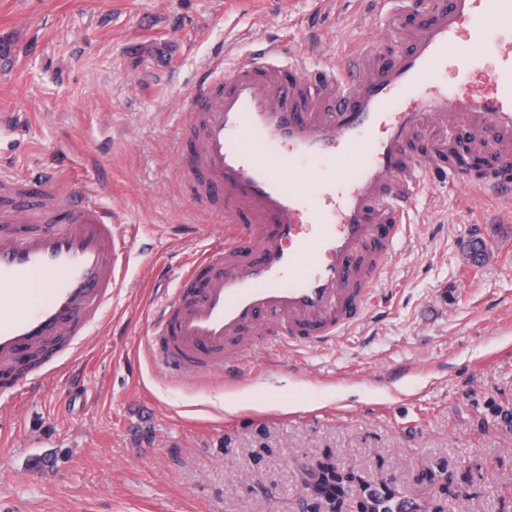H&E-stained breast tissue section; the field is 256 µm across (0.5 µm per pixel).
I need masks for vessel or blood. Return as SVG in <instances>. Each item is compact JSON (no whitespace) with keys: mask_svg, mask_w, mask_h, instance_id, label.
<instances>
[{"mask_svg":"<svg viewBox=\"0 0 512 512\" xmlns=\"http://www.w3.org/2000/svg\"><path fill=\"white\" fill-rule=\"evenodd\" d=\"M406 49L373 66L366 41L302 80L277 46L227 72H207L187 98L180 176L207 211L224 215V247L187 268L176 300L148 328L169 374L241 377L259 336L326 347L365 314L376 274L430 179L457 182L447 145L413 154L422 116L460 113L491 135L494 160L469 195L512 198V44L492 69L471 49L487 18L512 20V0H420ZM455 63L461 80L435 75ZM326 161L314 183L312 161ZM132 248L111 214L55 177L0 176V404L66 373L81 336L121 283Z\"/></svg>","mask_w":512,"mask_h":512,"instance_id":"obj_1","label":"vessel or blood"}]
</instances>
